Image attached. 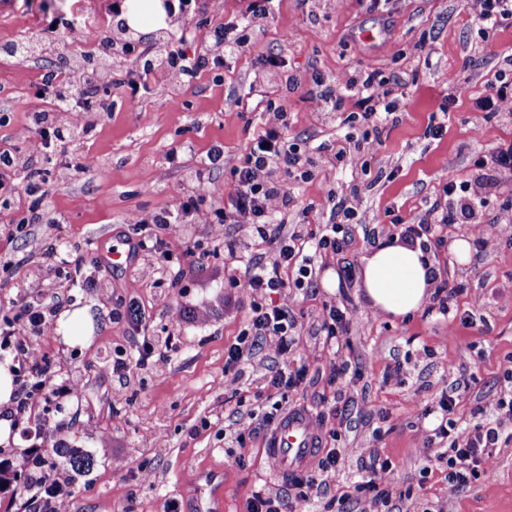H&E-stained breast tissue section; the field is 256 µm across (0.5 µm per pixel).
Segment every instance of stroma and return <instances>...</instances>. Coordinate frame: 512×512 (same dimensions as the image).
<instances>
[{"label":"stroma","instance_id":"35a3bbf8","mask_svg":"<svg viewBox=\"0 0 512 512\" xmlns=\"http://www.w3.org/2000/svg\"><path fill=\"white\" fill-rule=\"evenodd\" d=\"M43 0H0V42L43 38ZM258 41L224 67L201 72L192 82L169 72L152 81L141 96L123 95L112 111L87 116L92 129L74 158L54 169L55 184L44 197L39 222L31 220L27 195H16L0 210V318L14 317L27 289L67 297V309L84 310L89 343H68L58 331L41 344L63 377L80 380L81 399L49 402L43 415L59 429L68 447L93 455V470L71 482L70 512H164L183 499L185 481L200 471L223 472L227 512H244L254 486L285 490L261 442L244 448V466L225 459L220 431L235 413L255 410L239 387L257 389L277 368L302 365L306 379L288 396L289 405L322 412L332 365L348 362L361 372L337 399L327 426L340 434L343 461L327 479L329 496L347 492L363 459L376 452L389 458L391 470L379 473L400 512H512V421L503 420V442L486 475L452 491L440 473L423 475L428 454L425 413L442 390L458 385L456 414L471 421L477 408H492L507 387L512 368V227L493 216L512 206V176L488 196L484 207V245L459 261L448 247L431 252L441 279L460 286V309L478 308L482 320L449 328L438 312L416 313L406 320L379 315L354 287L336 285L337 265L328 260L317 293L285 290L281 303L298 319L300 333L291 353L279 356L258 346L241 382L224 372V350L243 326L250 295L227 288L224 257L217 249L224 224H177L171 237H188L208 252L206 270L185 279L162 297L154 286L153 260L143 258L138 273L115 270L101 259L127 214L176 205L186 186V167L211 146L224 147L223 167L201 179L222 207L229 169L266 121L264 112L240 103L248 88L276 98L286 96L289 136L318 144L342 145L349 128L344 115L356 111L355 98L341 113L322 112L309 94L314 72L345 87L361 71L399 73L407 81L406 107L397 122L383 125L378 139L351 152L342 163L322 170L295 189L298 211L311 229L343 225L352 240L349 257L360 261L371 234L387 237L395 222L415 224L427 214L443 185L467 178L475 160L497 144L512 141V105L485 115L473 101L493 78L499 59L512 54V24L483 37L472 24L464 0H281L278 11L257 19ZM65 38L53 50L25 66L0 58V146L43 107L36 96L42 74L69 54ZM275 54L284 65L275 75L261 71V57ZM180 107H168L171 93ZM444 127L440 138L426 137L430 122ZM183 152L184 165L168 166L166 155ZM81 170H74V163ZM346 198L362 214V223L345 220L333 199ZM65 223H57V216ZM29 230L14 234L18 224ZM67 242L61 259L48 257L54 240ZM137 298L153 336L174 335L175 348L152 367L132 370L118 381L101 371L115 350L132 351L125 323L113 308ZM347 308L351 331L340 352L324 346L317 328L326 306ZM402 363L401 381L386 380L389 366ZM210 427H203V420Z\"/></svg>","mask_w":512,"mask_h":512}]
</instances>
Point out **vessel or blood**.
Masks as SVG:
<instances>
[{
    "mask_svg": "<svg viewBox=\"0 0 512 512\" xmlns=\"http://www.w3.org/2000/svg\"><path fill=\"white\" fill-rule=\"evenodd\" d=\"M316 416L299 408L273 429L268 455L280 474L302 469L318 448ZM190 512H224V476L217 471L198 473L192 482Z\"/></svg>",
    "mask_w": 512,
    "mask_h": 512,
    "instance_id": "vessel-or-blood-1",
    "label": "vessel or blood"
}]
</instances>
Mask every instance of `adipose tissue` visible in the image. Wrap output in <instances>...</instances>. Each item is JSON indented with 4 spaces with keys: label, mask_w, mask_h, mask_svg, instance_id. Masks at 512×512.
Segmentation results:
<instances>
[{
    "label": "adipose tissue",
    "mask_w": 512,
    "mask_h": 512,
    "mask_svg": "<svg viewBox=\"0 0 512 512\" xmlns=\"http://www.w3.org/2000/svg\"><path fill=\"white\" fill-rule=\"evenodd\" d=\"M432 269L419 247L396 239L362 257L357 286L376 311L404 317L418 311L429 297Z\"/></svg>",
    "instance_id": "obj_1"
}]
</instances>
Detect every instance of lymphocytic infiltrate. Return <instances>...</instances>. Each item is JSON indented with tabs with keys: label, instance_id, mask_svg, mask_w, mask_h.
<instances>
[{
	"label": "lymphocytic infiltrate",
	"instance_id": "1",
	"mask_svg": "<svg viewBox=\"0 0 512 512\" xmlns=\"http://www.w3.org/2000/svg\"><path fill=\"white\" fill-rule=\"evenodd\" d=\"M276 0H249L238 18L207 28L180 32L170 38L163 53L186 79H194L205 70L222 67L237 58L259 32L256 18L272 15ZM471 20L482 35H489L503 24H512V0H467ZM110 52L118 57L119 65L112 72L110 86L117 90L138 92L146 87L156 70L146 67L150 50L138 45H114ZM311 95L322 111L341 110L345 98H357L358 112L348 117L349 123L362 128L364 136L378 133L381 124L396 120L403 105L396 92L404 85L400 74L380 76L374 73L357 75L345 89L323 73L312 74ZM62 74L50 70L43 74L37 87L38 97L47 98L49 107L31 112L28 124L14 137L13 144L0 148V205L9 206L18 192L28 195L47 193L49 176L58 163L59 144L75 143L88 131L85 114L88 110L111 111L112 105L99 95L101 76H84L78 87L62 89ZM512 101V55L504 56L493 79L486 84L476 101L480 112L495 113L503 103ZM267 121L252 139L240 164L232 166L230 190L223 208L210 211L202 203L211 192L204 183L182 195L176 207L130 213L124 219L127 226L123 238L134 254L150 255L156 260L160 281L167 287H179L184 276L182 268L173 267L175 252L196 253L205 260L207 252H194L189 239H168L167 231L174 224H208L218 221L232 225L234 234L224 238V254L236 258L239 235L261 241L271 251L263 260L245 270H234L229 281L248 288L252 299L248 305L244 326L235 341L225 351V371L243 378L255 347L263 343L286 354L297 343L298 323L287 305L277 303L276 295L285 288L299 290L312 285L316 276L315 257H343L350 245L340 225L329 224L319 234L306 231L304 225L292 224L288 215L297 207L292 184L313 178L323 163L324 145L303 146L287 137L288 110L282 99L266 100ZM512 174V143L492 148L476 163L466 179L448 182L443 188V202L436 205L433 220H420L399 228L401 241L417 245L428 252L441 247L443 227L451 224L477 223L476 210L482 207L503 176ZM63 301L62 295L49 296L29 291L21 298L23 315L0 320V352L20 356L16 372L15 409L13 417L20 420L31 416L47 399L59 395L80 397V383L62 378L54 363L43 352L39 338L49 333L52 316ZM304 366L277 370L267 381L275 390L278 401L262 413L258 423L239 418L228 425L224 434V453L233 455L255 438L258 429H268L285 413L289 392L298 390L305 381ZM456 400L452 392L442 391L436 405V417L430 439L449 440L447 451L428 456L423 467L431 472L445 467L449 486L462 488L485 472L487 463L496 454L500 440L502 417L512 418V390L504 391L495 406L486 412L481 422L471 428L459 429L454 418ZM338 432L329 429L324 435V451L311 469L289 473L287 489L270 493L259 489L246 502V512H295L297 503L316 508L325 493L326 476L334 472L341 459L336 441ZM389 459L370 454L361 467L354 490L365 507L363 512H383L389 503L388 491L378 488V472L390 470ZM28 487L32 498L48 505V512H69L66 475L52 471L29 475Z\"/></svg>",
	"mask_w": 512,
	"mask_h": 512
}]
</instances>
